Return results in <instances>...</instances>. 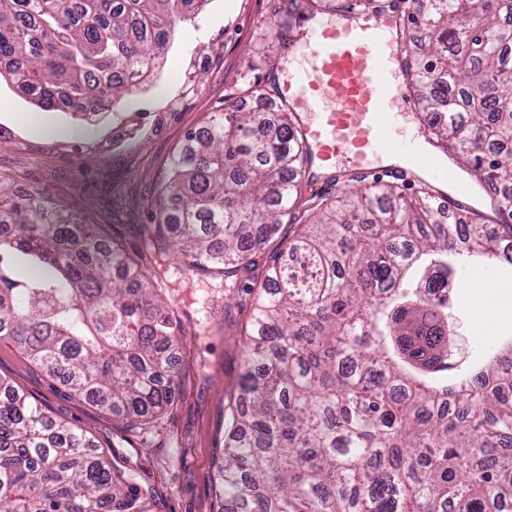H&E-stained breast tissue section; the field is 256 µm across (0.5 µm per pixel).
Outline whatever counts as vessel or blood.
Listing matches in <instances>:
<instances>
[{
    "label": "vessel or blood",
    "instance_id": "vessel-or-blood-1",
    "mask_svg": "<svg viewBox=\"0 0 512 512\" xmlns=\"http://www.w3.org/2000/svg\"><path fill=\"white\" fill-rule=\"evenodd\" d=\"M399 14L336 11L331 22L313 31L311 71L284 84L281 99L301 110L302 145L310 160L329 164L348 157L353 171L370 174L383 153L407 155L414 167H427L436 182L433 195L441 210L470 207L473 192L458 184L443 190L450 172L441 154L424 155L397 131L399 116L413 96L405 62Z\"/></svg>",
    "mask_w": 512,
    "mask_h": 512
}]
</instances>
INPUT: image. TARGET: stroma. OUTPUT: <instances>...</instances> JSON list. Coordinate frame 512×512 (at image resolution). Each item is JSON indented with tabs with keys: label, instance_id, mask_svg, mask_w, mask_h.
<instances>
[{
	"label": "stroma",
	"instance_id": "1",
	"mask_svg": "<svg viewBox=\"0 0 512 512\" xmlns=\"http://www.w3.org/2000/svg\"><path fill=\"white\" fill-rule=\"evenodd\" d=\"M280 0H207L179 22L156 69L132 97L113 103L96 122L83 124L62 111L34 106L10 79L0 78V176L18 189L35 187L75 205L104 225L130 254L140 253L146 209L175 147L209 113L234 101L273 103L294 68L289 47L307 19L278 36ZM185 335L176 351L180 386L160 423L131 432L88 400L74 396L13 344L0 342V377L45 405L58 419L87 430L105 452L128 460L153 512H218L220 463L228 401L242 374L247 312L229 303L207 316V278L172 276ZM481 298L471 275L456 283L450 323L467 340L452 361L466 365L476 349L512 336V277H495Z\"/></svg>",
	"mask_w": 512,
	"mask_h": 512
}]
</instances>
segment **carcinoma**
Returning <instances> with one entry per match:
<instances>
[{
    "label": "carcinoma",
    "mask_w": 512,
    "mask_h": 512,
    "mask_svg": "<svg viewBox=\"0 0 512 512\" xmlns=\"http://www.w3.org/2000/svg\"><path fill=\"white\" fill-rule=\"evenodd\" d=\"M405 45L428 134L489 197L449 221L422 188L308 192L294 113L218 112L186 133L144 225L184 275L256 292L221 468V512H512V355L459 372L448 308L460 231L512 267V0H412ZM206 0H0V76L80 120L136 87ZM289 226L285 249L255 256ZM169 268H146L69 203L0 192V341L129 430L180 384ZM0 512H151L127 462L0 378Z\"/></svg>",
    "instance_id": "obj_1"
}]
</instances>
